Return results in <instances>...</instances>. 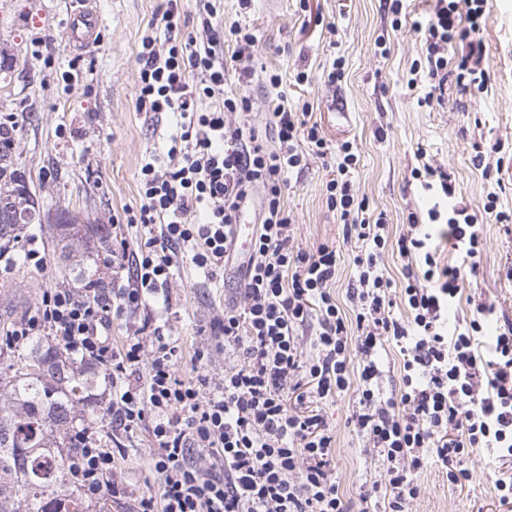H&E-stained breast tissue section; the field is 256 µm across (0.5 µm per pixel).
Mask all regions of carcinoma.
I'll return each mask as SVG.
<instances>
[{
  "mask_svg": "<svg viewBox=\"0 0 512 512\" xmlns=\"http://www.w3.org/2000/svg\"><path fill=\"white\" fill-rule=\"evenodd\" d=\"M11 167L10 147L0 142V216L12 212L11 222H0V252L18 242L37 215L26 185L9 176ZM57 224L69 239V259L89 256L109 237L105 225L83 224L68 211ZM82 365L39 338L23 366L0 373V512H84L70 478L76 420L93 407ZM49 459L52 468L44 466Z\"/></svg>",
  "mask_w": 512,
  "mask_h": 512,
  "instance_id": "cac0c4a2",
  "label": "carcinoma"
}]
</instances>
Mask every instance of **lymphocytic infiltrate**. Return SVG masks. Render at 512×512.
<instances>
[{"label": "lymphocytic infiltrate", "instance_id": "lymphocytic-infiltrate-1", "mask_svg": "<svg viewBox=\"0 0 512 512\" xmlns=\"http://www.w3.org/2000/svg\"><path fill=\"white\" fill-rule=\"evenodd\" d=\"M488 0H437L425 24L427 72L412 68L408 87L455 70L459 90L484 88L480 34L489 21ZM215 0H203L201 30L184 32L181 0H166L160 24L164 41L143 36L137 53L140 81L136 109L171 112L166 166L145 163L138 174V210L113 216L116 224L141 225L137 249L113 253L122 275L111 297L83 296L68 288L45 289L33 312L8 336L23 346L52 336L70 354L94 361L112 389V428L133 435L149 428L159 492L139 500V512H349L333 475L336 433L316 402L354 392L347 423L363 440V453L382 463L383 479L361 485V512L382 501L383 512H408L422 487L414 474L433 464L462 484L464 461L474 449L495 450L512 465V326L482 346L480 335L495 308L478 303L472 318L448 331L445 317L464 275H477L484 241L474 218L430 208V223L446 220L463 266L440 265L430 234L397 241L406 258L405 286L393 299L392 280L380 259L389 233L383 219H367L350 177L358 156L351 142L331 150L306 112L282 103L272 114L275 146L239 122L251 111L246 93H224V44L233 42L239 79L249 84L258 49L256 35L239 23L220 29ZM467 50L456 62L444 52L453 41ZM336 155V175L326 184L328 209L343 224L345 242H357L351 311L337 303L335 245L303 251L292 246V218L282 189L309 156ZM262 201L250 246L239 253L234 226L254 193ZM190 249L205 276L235 266L239 303L226 307L220 330L234 362L221 384L206 375L187 379L174 370L177 347L163 326L144 321L114 348L112 322L139 310L165 290L173 258ZM402 304L409 320L394 317ZM312 339H305V329ZM397 346L403 367L398 392L381 385V354ZM145 373L138 386L131 378ZM71 459L74 487L84 496H126L112 467L124 446L103 448L86 431L77 434Z\"/></svg>", "mask_w": 512, "mask_h": 512}]
</instances>
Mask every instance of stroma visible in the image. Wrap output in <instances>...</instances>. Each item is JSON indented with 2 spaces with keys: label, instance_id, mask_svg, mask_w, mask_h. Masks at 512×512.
<instances>
[{
  "label": "stroma",
  "instance_id": "obj_1",
  "mask_svg": "<svg viewBox=\"0 0 512 512\" xmlns=\"http://www.w3.org/2000/svg\"><path fill=\"white\" fill-rule=\"evenodd\" d=\"M435 0H403L400 28H393L389 0H279L267 11L264 0L249 9L238 0H223L217 21L249 26L258 39V65L283 77L274 90L253 80L247 89L253 108L248 116L257 130H268L280 100L307 107L333 146L351 141L358 162L351 179L370 214H384L392 240L382 267L395 284H402V261L396 240L406 234L410 213L425 216L442 201L440 189H423L412 169L430 164L445 168L456 186L454 202L477 218L485 250L477 276L466 278L462 295L450 310V322L471 317L475 303L490 302L499 323H512V223L499 224L484 211L491 183L476 159L475 147L487 139L501 140L499 209L512 210V0H489L490 19L480 34L484 67L491 81L480 91L459 95L447 82L431 105L418 106V90L407 87L413 63L423 62L424 31L417 17L433 10ZM78 0H0V113L18 115L12 134L13 168L24 179L41 222L30 225L47 254V268L12 266L0 285L11 289V303L0 304V317L12 323L32 310L51 287L80 288L90 278L111 282L112 251L120 243H135L140 228L113 226L108 248L77 264L63 255L54 220L60 212L79 214L95 224H111L113 215L138 208V172L149 159L167 161L165 140L174 121L162 114L148 116L136 109L139 86L137 52L148 24L164 0H88L99 14L101 30L91 47L74 52L64 42L66 21ZM51 37V48L35 47L34 33ZM54 65H46V55ZM85 64L71 82L62 74L74 55ZM344 58L345 75L332 83L328 74L336 58ZM308 83L295 82L297 73ZM333 173L326 161L310 159L307 168L290 177L284 201L294 224L293 246L312 251L324 242L335 244L338 276L334 287L342 307H349L354 282L350 245L343 226L326 204V183ZM237 279L225 271L216 280L204 278L181 254L164 295L127 319L115 320L109 332L114 347L143 319L165 325L182 345L175 369L206 374L213 383L224 378L223 339L209 329L224 312L225 298L236 295ZM207 349L196 360V349ZM354 396L347 393L321 403L336 431L335 475L352 512L361 505L362 483L379 480L382 465L363 454V442L347 419ZM134 448L119 459L114 475L132 489V497L109 500V512H137L136 498L156 490L151 467L153 441L148 429L138 430ZM471 479L462 486L449 483L445 473L431 468L417 475L421 496L412 512H504L495 481L499 465L485 451L466 463Z\"/></svg>",
  "mask_w": 512,
  "mask_h": 512
}]
</instances>
